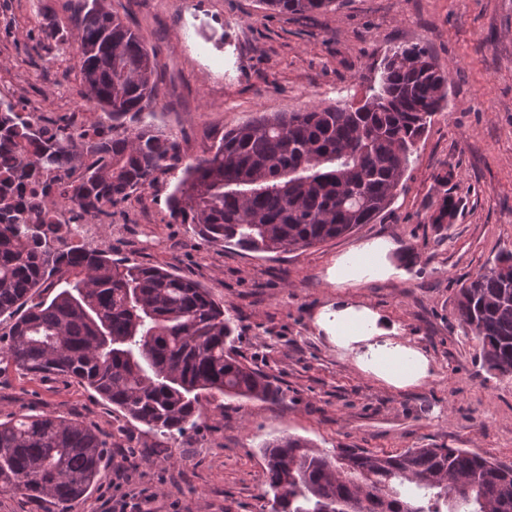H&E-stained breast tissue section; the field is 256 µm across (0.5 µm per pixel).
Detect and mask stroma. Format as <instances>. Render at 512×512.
I'll return each instance as SVG.
<instances>
[{"instance_id":"35a3bbf8","label":"stroma","mask_w":512,"mask_h":512,"mask_svg":"<svg viewBox=\"0 0 512 512\" xmlns=\"http://www.w3.org/2000/svg\"><path fill=\"white\" fill-rule=\"evenodd\" d=\"M78 7L0 0V97L16 111L39 107L57 121L86 103L70 24ZM106 8L159 49L154 124L177 138L186 164L259 113L360 101L383 58L406 45L424 47L447 74L448 106L389 208L315 247L256 253L194 235L168 208L178 169L113 206L102 248L207 288L238 321L234 354L282 396L215 400L197 429L159 437L75 379L31 378L0 363L1 418L51 411L114 437L107 480L70 512H113L130 492L149 496V512H270L260 447L283 435L327 453L465 448L512 466V377L486 370L456 310L462 283L512 251V0H336L308 16L259 0H106ZM447 196L457 204L451 223L429 224ZM376 238L395 245L390 278L345 290L328 281L337 256ZM410 245L419 258L407 265L400 255ZM341 297L394 325L429 358L432 377L397 389L341 356L317 324Z\"/></svg>"}]
</instances>
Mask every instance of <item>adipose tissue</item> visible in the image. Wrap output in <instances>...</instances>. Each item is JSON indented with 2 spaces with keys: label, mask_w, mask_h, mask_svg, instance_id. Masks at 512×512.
Returning <instances> with one entry per match:
<instances>
[{
  "label": "adipose tissue",
  "mask_w": 512,
  "mask_h": 512,
  "mask_svg": "<svg viewBox=\"0 0 512 512\" xmlns=\"http://www.w3.org/2000/svg\"><path fill=\"white\" fill-rule=\"evenodd\" d=\"M394 245L377 239L337 258L330 278L341 287L393 275L389 254ZM320 329L342 355L395 388L420 384L431 375L428 357L417 347L400 340L381 315L369 306L349 300L325 307L318 317Z\"/></svg>",
  "instance_id": "ef3b65f1"
}]
</instances>
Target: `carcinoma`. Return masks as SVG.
I'll list each match as a JSON object with an SVG mask.
<instances>
[{"instance_id": "carcinoma-1", "label": "carcinoma", "mask_w": 512, "mask_h": 512, "mask_svg": "<svg viewBox=\"0 0 512 512\" xmlns=\"http://www.w3.org/2000/svg\"><path fill=\"white\" fill-rule=\"evenodd\" d=\"M306 15L336 0H260ZM87 97L107 120L85 139L0 100V362L33 378L69 376L154 435L195 428L203 401H275L266 375L231 354L236 326L199 282L90 244L67 249L52 214L109 215L176 168L177 139L146 121L122 128L157 96L159 54L106 10L83 0L72 18ZM448 76L423 48L394 54L365 103L260 115L224 133L185 168L171 218L218 246L257 253L316 246L369 224L392 203L417 141L448 106ZM45 179L30 201L20 190ZM445 197L429 217L450 223ZM459 320L487 369L512 376V252L459 289ZM112 441L52 413L0 420V492L46 499L55 512L101 484ZM271 512H512V466L463 448L376 453L282 436L262 447Z\"/></svg>"}]
</instances>
